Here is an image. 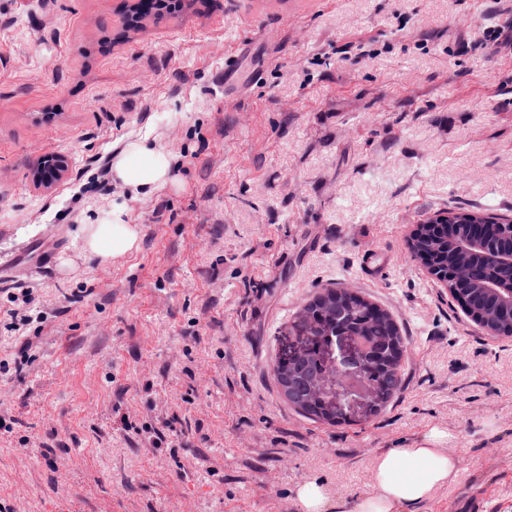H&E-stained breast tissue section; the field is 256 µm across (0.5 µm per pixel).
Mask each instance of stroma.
<instances>
[{"label":"stroma","mask_w":512,"mask_h":512,"mask_svg":"<svg viewBox=\"0 0 512 512\" xmlns=\"http://www.w3.org/2000/svg\"><path fill=\"white\" fill-rule=\"evenodd\" d=\"M133 2L0 0V503L301 512L319 479L350 505L377 450L442 430L458 477L417 512H512V337L407 248L451 206L512 215V51L488 37L512 0H208L127 33ZM135 141L174 157L139 198L107 174ZM116 202L138 251L80 256ZM336 286L406 356L384 410L329 425L272 368ZM63 168V163L55 156H42L39 158L35 176L38 182L51 185L55 183Z\"/></svg>","instance_id":"1"}]
</instances>
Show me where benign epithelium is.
Returning a JSON list of instances; mask_svg holds the SVG:
<instances>
[{"mask_svg": "<svg viewBox=\"0 0 512 512\" xmlns=\"http://www.w3.org/2000/svg\"><path fill=\"white\" fill-rule=\"evenodd\" d=\"M62 168L63 163L57 157L42 156L36 166V179L51 185L59 179ZM315 320L327 326L335 324L331 309L307 304L298 313L297 325L301 332L306 333L309 324ZM320 350L319 362L331 373L314 376L301 386L292 365L280 362L275 370L282 393L291 401H317L322 416L328 420L343 418L342 408L336 402V396L340 394L359 397L369 411H375L382 400L380 383L375 381L381 363L380 354L359 337L351 336L339 327L334 335H328L321 341Z\"/></svg>", "mask_w": 512, "mask_h": 512, "instance_id": "benign-epithelium-1", "label": "benign epithelium"}]
</instances>
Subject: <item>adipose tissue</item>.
Here are the masks:
<instances>
[{
	"label": "adipose tissue",
	"mask_w": 512,
	"mask_h": 512,
	"mask_svg": "<svg viewBox=\"0 0 512 512\" xmlns=\"http://www.w3.org/2000/svg\"><path fill=\"white\" fill-rule=\"evenodd\" d=\"M171 165L168 152L143 141L133 142L113 158L112 180L132 195H147L167 181ZM125 215L124 204L116 203L95 222L83 225L81 252L108 263L137 250L139 229L127 223ZM443 437V432L434 430L424 444L375 452L372 489L356 498L351 512H415L417 505L457 474L459 459L440 447Z\"/></svg>",
	"instance_id": "1"
}]
</instances>
